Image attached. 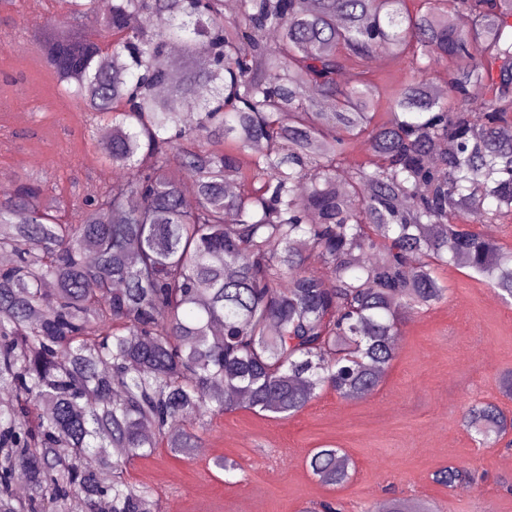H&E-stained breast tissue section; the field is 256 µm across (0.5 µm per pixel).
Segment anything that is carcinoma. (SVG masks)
Listing matches in <instances>:
<instances>
[{
  "label": "carcinoma",
  "instance_id": "cac0c4a2",
  "mask_svg": "<svg viewBox=\"0 0 512 512\" xmlns=\"http://www.w3.org/2000/svg\"><path fill=\"white\" fill-rule=\"evenodd\" d=\"M408 2L237 0L226 20L224 0H112L93 38L77 25L93 0H63L42 53L110 127L102 164L126 179L64 200L26 177L0 201V512H160L128 462L189 458L242 406L288 419L327 390L371 394L401 326L445 298L440 270L512 300V248L480 230L512 216V0ZM377 50L411 70L388 95ZM440 61L445 88L427 78ZM358 138L368 164L348 160ZM70 207L84 223L63 221ZM463 422L483 445L512 429L493 403ZM309 467L335 486L351 459L325 445Z\"/></svg>",
  "mask_w": 512,
  "mask_h": 512
}]
</instances>
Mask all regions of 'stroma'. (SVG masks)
<instances>
[{
    "mask_svg": "<svg viewBox=\"0 0 512 512\" xmlns=\"http://www.w3.org/2000/svg\"><path fill=\"white\" fill-rule=\"evenodd\" d=\"M59 15L58 0L0 11V185L29 175L68 196L98 176L103 127L62 91L39 49ZM440 277L446 299L405 323L396 360L365 399L327 391L287 420L239 408L214 420L202 438L206 454L187 459L161 448L133 460L128 479L151 488L161 512H307L323 501L366 512L391 490L438 512H512V446H480L462 420L478 402L512 415V396L499 384L512 372V302L455 268ZM324 445L351 458L344 484L312 475L311 452ZM218 457L236 460L240 472L225 476L213 465ZM449 465L485 479L455 488L433 482Z\"/></svg>",
    "mask_w": 512,
    "mask_h": 512,
    "instance_id": "1",
    "label": "stroma"
}]
</instances>
